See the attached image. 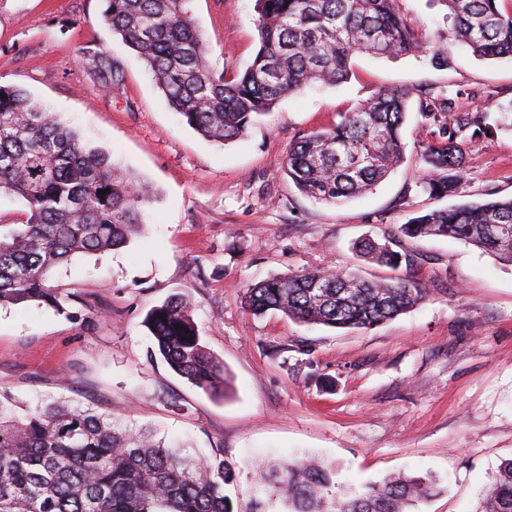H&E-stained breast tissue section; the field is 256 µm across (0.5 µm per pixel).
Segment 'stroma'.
Returning <instances> with one entry per match:
<instances>
[{
    "label": "stroma",
    "mask_w": 512,
    "mask_h": 512,
    "mask_svg": "<svg viewBox=\"0 0 512 512\" xmlns=\"http://www.w3.org/2000/svg\"><path fill=\"white\" fill-rule=\"evenodd\" d=\"M397 7L425 40L446 41L447 65L428 52L357 55L348 82L285 97L220 146L169 108L145 63L104 24L102 0H0V83L27 90L154 192L142 236L57 268L63 311L0 307V391L16 411L77 401L186 452H222L235 472L225 487L233 512L252 506L256 462L301 455L332 462L347 485L429 474L437 490L419 512H475L484 484L512 458V265L399 227L455 200L512 197V129L498 123L512 110V61L478 60L450 40L441 0ZM189 10L216 70L231 75L253 60L256 0H190ZM86 47L122 62L120 88L98 87L80 62ZM411 85L465 89L458 108L486 117V135L460 142L456 198L419 186L420 150L441 137L414 102L401 129L404 160L373 192L335 207L283 175L299 136L332 127L379 90ZM365 237L392 238L413 265L365 261L354 249ZM312 267L406 278L427 297L368 329L245 311L251 285ZM176 293L192 298L203 342L224 361L223 396L153 354L144 320Z\"/></svg>",
    "instance_id": "1"
}]
</instances>
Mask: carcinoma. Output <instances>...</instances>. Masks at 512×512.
<instances>
[{
    "mask_svg": "<svg viewBox=\"0 0 512 512\" xmlns=\"http://www.w3.org/2000/svg\"><path fill=\"white\" fill-rule=\"evenodd\" d=\"M103 19L152 71L169 106L203 137L226 145L253 119L288 95L345 82L359 53L398 58L421 38L397 0H256L259 47L241 72L215 70L189 16L190 0H103ZM454 39L481 60H512V0H442ZM82 64L108 91L124 80L120 61L85 51ZM464 94L438 88L384 89L343 114L336 125L307 134L283 164L297 189L342 205L372 191L402 162L401 128L415 99L424 119L446 139L420 151L423 191L453 195L463 155L457 138L485 134L481 112H458ZM108 193H98V190ZM0 193L23 198L25 224L0 236V305L35 302L58 309L56 268L77 255L125 246L141 233L150 190L86 144L23 89L0 85ZM415 239L449 237L512 263V198L464 202L409 220ZM362 256L397 266L414 262L387 243L364 239ZM426 289L408 280H371L350 271L303 269L246 289L255 316L279 311L291 320L331 328H370L417 305ZM157 353L181 377L212 396L224 395V361L201 341L184 294H173L146 319ZM232 469L216 456L197 458L147 428H121L91 407L48 402L16 414L0 402V512H233L224 484ZM265 499L286 512H407L432 495L429 475L391 477L359 489L336 481L331 465L286 461L260 468ZM479 512H512V459L486 486Z\"/></svg>",
    "mask_w": 512,
    "mask_h": 512,
    "instance_id": "1",
    "label": "carcinoma"
}]
</instances>
